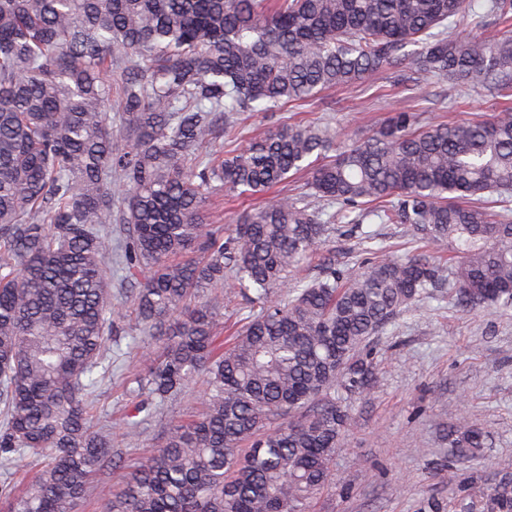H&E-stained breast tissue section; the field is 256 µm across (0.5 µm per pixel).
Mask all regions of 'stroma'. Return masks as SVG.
I'll list each match as a JSON object with an SVG mask.
<instances>
[{"label":"stroma","instance_id":"obj_1","mask_svg":"<svg viewBox=\"0 0 512 512\" xmlns=\"http://www.w3.org/2000/svg\"><path fill=\"white\" fill-rule=\"evenodd\" d=\"M503 102L496 88L471 90L445 79L419 92L387 71L274 112L230 114L219 144L230 152L301 121L324 125L338 145H352L398 108L414 109L427 124L485 120ZM347 224L336 220L322 247L340 268L369 257L359 238L346 234ZM363 228L380 233L381 257L423 250L403 225L367 220ZM373 356L375 388L346 402L351 422L333 466L336 486L317 499L315 512H418L427 495L451 499L468 468L489 475L512 468V312L462 310L443 286L398 314L375 337ZM463 414L486 431L488 446L471 466L452 468L444 435Z\"/></svg>","mask_w":512,"mask_h":512}]
</instances>
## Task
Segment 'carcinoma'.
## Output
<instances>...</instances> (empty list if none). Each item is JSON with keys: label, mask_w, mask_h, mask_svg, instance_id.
Wrapping results in <instances>:
<instances>
[{"label": "carcinoma", "mask_w": 512, "mask_h": 512, "mask_svg": "<svg viewBox=\"0 0 512 512\" xmlns=\"http://www.w3.org/2000/svg\"><path fill=\"white\" fill-rule=\"evenodd\" d=\"M511 14L512 0H0V467L37 466L20 493L0 482V512H74L120 462L91 396L131 323L166 342L122 380L121 443L140 447L191 381L203 398L101 512H312L391 319L445 280L465 310L512 308V108L424 127L400 109L325 164V127L226 156L218 121L407 68L418 89L507 94ZM305 171L326 208L280 194L227 234L208 223L211 194ZM354 211L448 247V268L419 254L336 269L322 245ZM114 260L130 307L112 302ZM313 262L317 276L291 279ZM238 294L246 324L225 339ZM449 444L469 463L487 435L461 416ZM445 509L512 512V471L485 487L475 471L419 512Z\"/></svg>", "instance_id": "1"}]
</instances>
